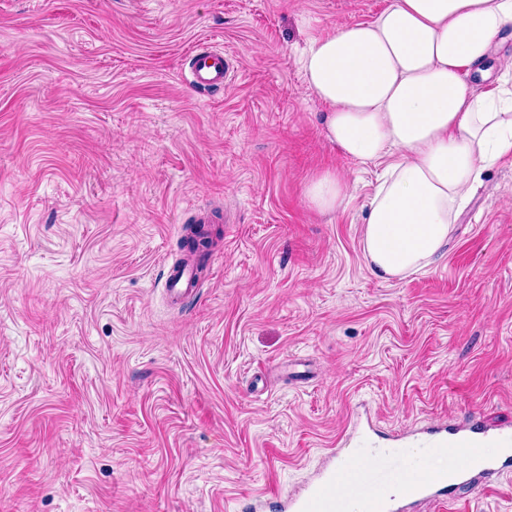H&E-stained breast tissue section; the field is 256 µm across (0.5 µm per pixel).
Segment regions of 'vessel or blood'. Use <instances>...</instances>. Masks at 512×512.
<instances>
[{"instance_id":"vessel-or-blood-1","label":"vessel or blood","mask_w":512,"mask_h":512,"mask_svg":"<svg viewBox=\"0 0 512 512\" xmlns=\"http://www.w3.org/2000/svg\"><path fill=\"white\" fill-rule=\"evenodd\" d=\"M230 71L223 52L203 47L191 59V82L201 90L223 88ZM165 290L182 303L198 292L191 265L169 266ZM486 431L475 424L439 426L424 437H403L385 445L373 438L355 440L351 448L336 453L331 468L306 491L288 501L292 512H391L395 499L408 501L432 497L438 490L471 484L474 476L493 471L494 461L477 467H449L447 472L427 470L431 458L450 460L464 448L487 442ZM344 492H337V484Z\"/></svg>"}]
</instances>
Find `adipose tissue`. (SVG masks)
<instances>
[{
	"label": "adipose tissue",
	"mask_w": 512,
	"mask_h": 512,
	"mask_svg": "<svg viewBox=\"0 0 512 512\" xmlns=\"http://www.w3.org/2000/svg\"><path fill=\"white\" fill-rule=\"evenodd\" d=\"M511 25L512 0H391L374 21L309 39L302 66L328 107L326 141L382 168L361 239L376 278L402 280L434 265L459 204L512 153V102L474 94L463 76L485 72ZM348 190L326 169L303 195L329 213Z\"/></svg>",
	"instance_id": "ef3b65f1"
}]
</instances>
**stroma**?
<instances>
[{
	"label": "stroma",
	"instance_id": "obj_1",
	"mask_svg": "<svg viewBox=\"0 0 512 512\" xmlns=\"http://www.w3.org/2000/svg\"><path fill=\"white\" fill-rule=\"evenodd\" d=\"M389 0H0V512H289L341 435L512 433V158L444 256L368 269L381 169L324 139L310 36ZM224 49L223 90L189 81ZM349 183L336 213L306 182ZM200 292L165 262L203 211ZM512 512V466L457 492ZM348 184L335 170L315 174L304 186L303 195L310 208L329 213L343 206L348 197ZM166 268L164 290L175 303H183L197 294L198 282L191 265L184 263L181 266L172 265Z\"/></svg>",
	"mask_w": 512,
	"mask_h": 512
}]
</instances>
